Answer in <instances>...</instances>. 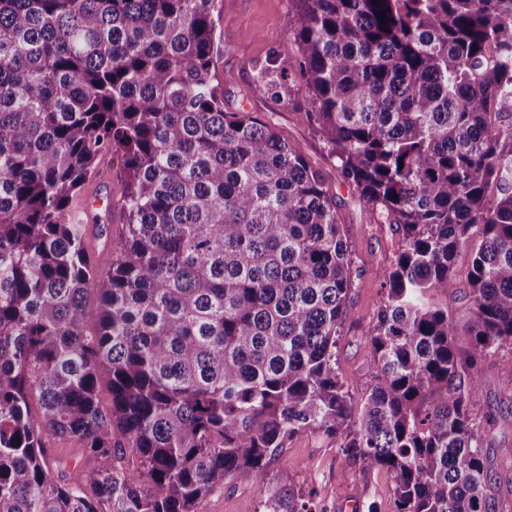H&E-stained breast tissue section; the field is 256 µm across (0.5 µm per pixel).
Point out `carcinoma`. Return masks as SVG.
Wrapping results in <instances>:
<instances>
[{
    "mask_svg": "<svg viewBox=\"0 0 512 512\" xmlns=\"http://www.w3.org/2000/svg\"><path fill=\"white\" fill-rule=\"evenodd\" d=\"M289 2L298 67L260 81L302 94L401 242L371 386L355 399L337 368L336 201L269 123L224 110L214 0H0V512H195L239 472L258 512H315L269 478L303 430L385 469L396 512H497L472 404L512 345V0ZM103 163L124 232L100 225L95 265L72 201ZM465 245L460 349L439 293ZM50 437L95 465L52 466Z\"/></svg>",
    "mask_w": 512,
    "mask_h": 512,
    "instance_id": "carcinoma-1",
    "label": "carcinoma"
}]
</instances>
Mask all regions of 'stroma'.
<instances>
[{"label":"stroma","instance_id":"stroma-1","mask_svg":"<svg viewBox=\"0 0 512 512\" xmlns=\"http://www.w3.org/2000/svg\"><path fill=\"white\" fill-rule=\"evenodd\" d=\"M215 76L224 91V109L249 112L270 123L306 159L320 170L336 199L347 236L355 246L356 271L347 301L336 358L341 379L363 392L371 381L372 347L377 309L384 296L381 273L398 252L399 237L360 199L328 156L321 140L303 119L302 96L273 94L259 78L268 60L286 71L297 66L288 39L289 0H215ZM470 248H462L455 272L442 297L458 323L471 318L468 272ZM482 391L473 415L488 431L486 462L496 480L500 512H512V348L503 347L481 366ZM273 478L305 490H315L317 512H395L392 483L381 468L365 469L345 461L335 442L313 431H302L286 441L270 464ZM264 492L245 472L208 494L196 512H256Z\"/></svg>","mask_w":512,"mask_h":512}]
</instances>
